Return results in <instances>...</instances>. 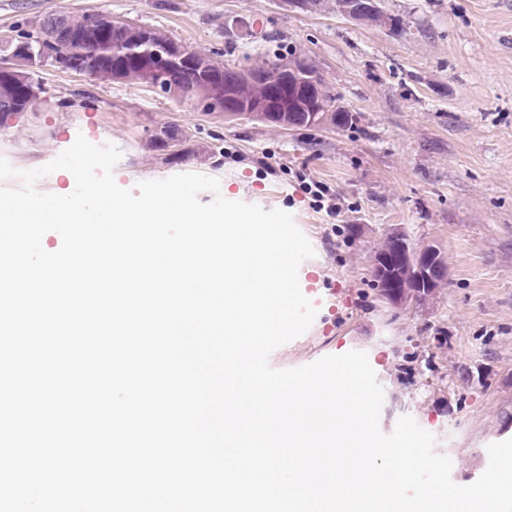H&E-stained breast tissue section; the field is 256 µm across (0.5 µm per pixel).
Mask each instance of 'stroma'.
<instances>
[{"label": "stroma", "mask_w": 512, "mask_h": 512, "mask_svg": "<svg viewBox=\"0 0 512 512\" xmlns=\"http://www.w3.org/2000/svg\"><path fill=\"white\" fill-rule=\"evenodd\" d=\"M377 5L400 32L352 20L337 0L309 10L288 0H0V37L38 32L49 15L99 12L224 65L296 51L324 75L332 109L351 117L298 131L227 121L47 64L33 75L34 106L0 122V157L35 169L81 135L120 149L121 187L194 172L218 178L226 199L291 214L314 249L298 277L317 314L270 365L365 352L384 391L380 430L412 416L451 459L453 482L468 485L486 470L488 445L512 438V0ZM166 125L186 136L189 156L152 143ZM312 181L335 194V216L315 207ZM400 233L447 268L425 301L389 302L373 286L377 252Z\"/></svg>", "instance_id": "stroma-1"}]
</instances>
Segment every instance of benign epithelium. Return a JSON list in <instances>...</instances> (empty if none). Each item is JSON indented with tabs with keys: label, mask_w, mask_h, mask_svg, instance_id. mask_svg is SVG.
Masks as SVG:
<instances>
[{
	"label": "benign epithelium",
	"mask_w": 512,
	"mask_h": 512,
	"mask_svg": "<svg viewBox=\"0 0 512 512\" xmlns=\"http://www.w3.org/2000/svg\"><path fill=\"white\" fill-rule=\"evenodd\" d=\"M342 8L345 14L356 20L375 21L378 18L374 0H344ZM84 22L90 28L110 31L117 38L124 33L123 22L102 13H88L84 15ZM44 28V41L55 44L59 52L48 56L44 53V46L39 44L28 49L29 56L39 67L50 61L60 69H68V56L82 44V32L75 29L69 17L62 15L47 18ZM142 42L152 50L155 60L147 87L158 91L163 86V94L201 112H222L227 120L276 122L288 129L323 125L327 121V109L305 92L306 88L318 87L324 82L323 75L309 60L301 66L290 62L266 71H254L249 65L230 67L222 76H205V84L184 93L171 77L173 62L179 60L203 70L205 58L175 41L165 43L164 51L157 52L153 50L154 42L148 32L142 33ZM257 81L266 84L271 91L265 101L249 100L243 96L246 87ZM210 83L224 85L225 95H212L208 90Z\"/></svg>",
	"instance_id": "obj_1"
}]
</instances>
